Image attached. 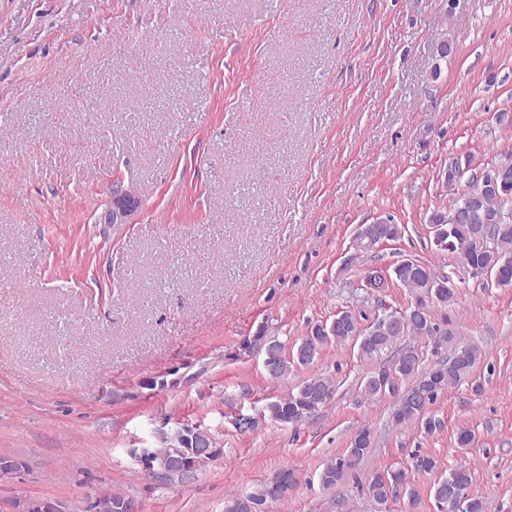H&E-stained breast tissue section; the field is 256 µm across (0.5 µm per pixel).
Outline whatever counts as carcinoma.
<instances>
[{
  "label": "carcinoma",
  "mask_w": 512,
  "mask_h": 512,
  "mask_svg": "<svg viewBox=\"0 0 512 512\" xmlns=\"http://www.w3.org/2000/svg\"><path fill=\"white\" fill-rule=\"evenodd\" d=\"M512 202V186L498 188L485 194L483 206L493 212L503 215H512V207L506 204ZM473 239H490L492 248H485L473 254L472 263L476 266L488 268L499 272L497 285L501 287L512 286V222L509 226L493 234L482 224H458L452 237H443L442 241H452L447 251L453 252ZM393 278L397 285L417 294L416 304L408 312H398L399 318L396 330L385 334L374 335L360 327L357 316L348 310L336 314V334L321 336L316 345L310 349L299 342L294 345L292 355L285 354L282 345L278 342L269 348L274 362V371L269 374L273 380L280 379L290 371L294 365L309 367L315 363L323 347L329 343L341 344L355 341L358 348L359 359L374 364L381 359L384 352L396 350L409 358V365L400 373V379L417 378L414 385L400 394L393 390L396 396L393 403L392 421L395 426L419 424L425 431L433 433L442 428V421L431 410L438 395L461 381L478 363L482 356L480 348L476 345H464L454 348L453 356L446 361H439L424 371H419L421 357L415 346L406 341L405 337H424L434 333L430 315L425 309L423 296H428L438 302L448 303V289L435 290L428 286L424 279L406 278L400 268L393 269ZM334 392L333 382L319 374L309 376L298 387L297 391L285 398H280L267 405V411L272 420L280 423L297 422L314 412L313 404L318 401V392ZM208 435V432L197 427H186L181 430L182 438L162 440L164 447L155 449L150 461L142 463V468L156 475L164 469L183 474L192 472L197 465L195 442L199 435ZM372 439L371 430L362 427L356 431L345 454L334 462L326 464L320 481L324 488L331 489L342 480L346 470L355 467L369 452ZM472 482L470 468L460 464L448 471V475L439 478L434 483L433 495L443 512H486V506L478 497H466L461 506L448 504V489L457 487L462 491L469 489ZM408 487V469L396 468L385 472L374 473L368 484L370 495L379 503L395 498ZM273 498L269 486L265 485L242 497H236L225 504L224 512H262L267 500Z\"/></svg>",
  "instance_id": "1"
}]
</instances>
